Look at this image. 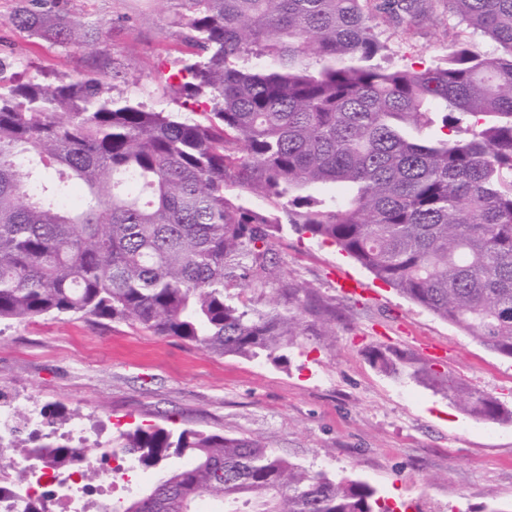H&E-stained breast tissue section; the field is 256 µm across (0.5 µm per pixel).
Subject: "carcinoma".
Masks as SVG:
<instances>
[{
    "mask_svg": "<svg viewBox=\"0 0 512 512\" xmlns=\"http://www.w3.org/2000/svg\"><path fill=\"white\" fill-rule=\"evenodd\" d=\"M47 2L18 0L9 22L106 60L76 80L18 82L0 54V321L95 318L272 354L305 316L336 318L303 287H288L285 312L227 294L267 284L286 222L512 357V0H179L190 51L168 86L201 120L113 96L106 25ZM440 12L492 50L456 39L433 68L389 65L377 15L412 27ZM434 377L472 414L512 418ZM112 447L146 467L188 458L123 512H392L367 483L246 438L149 426ZM29 451L93 477L85 449L52 433Z\"/></svg>",
    "mask_w": 512,
    "mask_h": 512,
    "instance_id": "obj_1",
    "label": "carcinoma"
}]
</instances>
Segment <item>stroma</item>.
Listing matches in <instances>:
<instances>
[{"label":"stroma","instance_id":"obj_1","mask_svg":"<svg viewBox=\"0 0 512 512\" xmlns=\"http://www.w3.org/2000/svg\"><path fill=\"white\" fill-rule=\"evenodd\" d=\"M17 0H0V50L19 59L18 81L79 75L92 53L28 36L9 22ZM109 22L121 69L116 92L177 110L166 78L185 50L178 0H70ZM446 21L407 29L381 18L390 64L416 70L447 55ZM279 281L246 290L258 311L280 300L283 283L311 288L335 304L332 341L308 330L272 355H220L125 323L44 317L0 324V402L22 401L56 430L84 426L89 446L107 447L138 425L221 433L263 442L276 454L330 477L368 483L393 512H512V421L477 418L440 388L410 377L426 365L512 411V357L376 279L336 245L284 227L275 244ZM361 292H342L341 277ZM397 353L406 370L373 364Z\"/></svg>","mask_w":512,"mask_h":512}]
</instances>
